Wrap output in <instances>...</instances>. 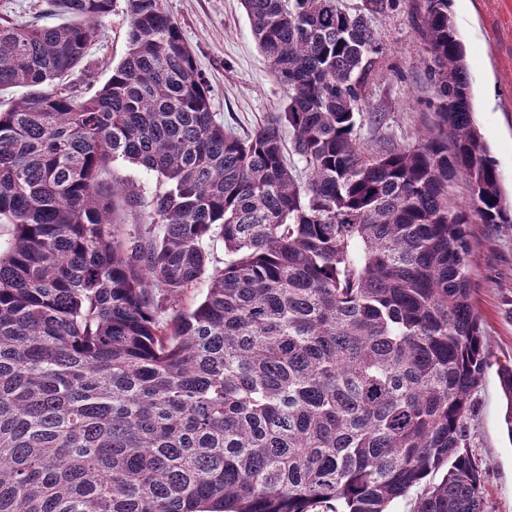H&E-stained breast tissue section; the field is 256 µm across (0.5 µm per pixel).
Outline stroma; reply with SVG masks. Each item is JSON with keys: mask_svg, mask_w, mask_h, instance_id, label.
<instances>
[{"mask_svg": "<svg viewBox=\"0 0 512 512\" xmlns=\"http://www.w3.org/2000/svg\"><path fill=\"white\" fill-rule=\"evenodd\" d=\"M421 0H391L370 17L382 45V70L368 95L364 120L378 121L396 145L414 144L435 116L428 62L414 16ZM211 88L217 120L239 135L280 112L285 90L259 52L240 0H164ZM465 43L473 94V122L488 144L507 203H512V0H453ZM83 62L65 79L72 91L104 84L127 51L123 0L98 20ZM126 191L151 196L155 174L118 158L105 174ZM471 256L476 307L490 365L473 395L468 447L485 471L486 512H512V437L498 367L512 364V224H474Z\"/></svg>", "mask_w": 512, "mask_h": 512, "instance_id": "obj_1", "label": "stroma"}]
</instances>
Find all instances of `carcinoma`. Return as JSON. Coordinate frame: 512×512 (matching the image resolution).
<instances>
[{
  "label": "carcinoma",
  "instance_id": "obj_1",
  "mask_svg": "<svg viewBox=\"0 0 512 512\" xmlns=\"http://www.w3.org/2000/svg\"><path fill=\"white\" fill-rule=\"evenodd\" d=\"M422 2L437 131L407 149L361 134L385 0H242L287 91L244 138L163 0H124L126 56L83 96L61 81L114 0L0 16V88L27 89L0 110V512H390L416 488L415 512H486L470 225L512 213L452 0ZM120 157L161 183L126 198L139 233L112 219ZM206 239L224 267L158 317ZM499 381L512 433V366ZM206 245L211 253L210 257L213 263L211 264L209 271L196 284L195 288L189 290L181 297V300H179L180 305L184 308L191 306L196 300L200 299L202 294L205 292L208 285V276L212 271L211 267H224V244L220 241L213 243L207 240Z\"/></svg>",
  "mask_w": 512,
  "mask_h": 512
}]
</instances>
